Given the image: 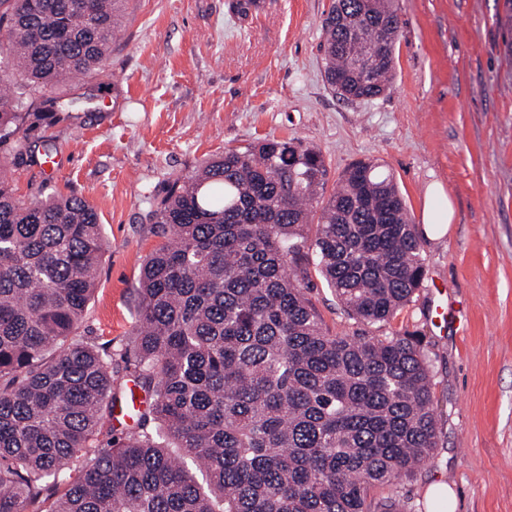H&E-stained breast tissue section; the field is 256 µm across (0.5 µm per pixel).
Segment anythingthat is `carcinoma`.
Listing matches in <instances>:
<instances>
[{"label": "carcinoma", "instance_id": "cac0c4a2", "mask_svg": "<svg viewBox=\"0 0 512 512\" xmlns=\"http://www.w3.org/2000/svg\"><path fill=\"white\" fill-rule=\"evenodd\" d=\"M125 0H0V50L39 103L0 76V158L71 103L49 95L100 67ZM325 82L346 99L389 89L395 0H332ZM321 152L268 139L174 182L151 211L173 237L140 273L125 369L150 395L139 429L100 445L112 352L77 336L105 241L78 195L25 201L0 177V512H403L368 502L438 445L421 339L337 336L307 297L310 269L344 311L388 322L421 287L418 225L393 178L351 164L323 199ZM321 204L314 217L312 203Z\"/></svg>", "mask_w": 512, "mask_h": 512}]
</instances>
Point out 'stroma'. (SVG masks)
<instances>
[{
  "mask_svg": "<svg viewBox=\"0 0 512 512\" xmlns=\"http://www.w3.org/2000/svg\"><path fill=\"white\" fill-rule=\"evenodd\" d=\"M127 0L109 55L56 96L70 118L28 134L33 157L8 176L23 199L71 193L98 212L106 242L81 338L112 351L123 394L145 257L164 237L152 204L227 150L269 139L319 149L327 190L357 160L393 176L412 223L441 182L455 208L447 234L422 239L425 276L389 323L350 319L320 277L307 295L331 333L416 331L433 376L439 445L405 481L372 488L404 512L448 481L455 512H512V0H398L391 88L348 101L325 83L321 19L332 0ZM61 164L46 173L44 150Z\"/></svg>",
  "mask_w": 512,
  "mask_h": 512,
  "instance_id": "stroma-1",
  "label": "stroma"
}]
</instances>
